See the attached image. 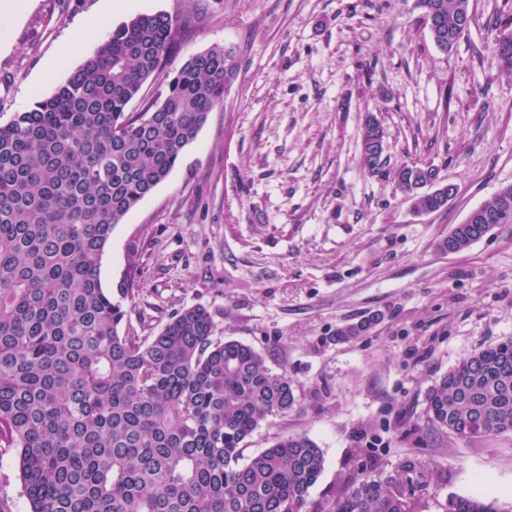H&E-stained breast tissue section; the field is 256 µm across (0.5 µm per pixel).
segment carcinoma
Masks as SVG:
<instances>
[{"label": "carcinoma", "mask_w": 512, "mask_h": 512, "mask_svg": "<svg viewBox=\"0 0 512 512\" xmlns=\"http://www.w3.org/2000/svg\"><path fill=\"white\" fill-rule=\"evenodd\" d=\"M435 45L450 54L475 21L470 0H417ZM194 29L140 13L112 29L48 97L0 124V447L13 448L29 512H418L368 476L341 479L329 508L309 500L320 448L284 435L244 457L247 439L298 402L288 372L217 335L201 305L158 331L133 324V289L102 286L116 225L175 169L239 64L231 47L190 55L160 101L128 111ZM512 74V27L493 38ZM361 161L393 180L418 213L439 211L428 163L398 167L387 131L365 116ZM509 204L502 208V195ZM482 204L483 223L455 224L438 242L464 251L493 224H512V184ZM374 318L336 329L350 342ZM429 420L460 439L512 432V337L461 360L431 389ZM448 512H501L463 497Z\"/></svg>", "instance_id": "cac0c4a2"}]
</instances>
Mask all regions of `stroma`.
<instances>
[{
  "label": "stroma",
  "mask_w": 512,
  "mask_h": 512,
  "mask_svg": "<svg viewBox=\"0 0 512 512\" xmlns=\"http://www.w3.org/2000/svg\"><path fill=\"white\" fill-rule=\"evenodd\" d=\"M106 0H0V124L50 95L120 23L144 12L193 18L168 61L234 48L239 71L170 177L116 226L103 286L134 288L160 329L202 305L218 333L288 371L297 406L268 419L245 455L305 434L325 465L309 498L333 500L357 471L421 512L449 498L512 507V433L462 440L426 417L433 385L461 359L512 336V224L465 251L451 225L512 183V75L492 64L490 24L512 0H470L475 21L441 52L415 0H128L85 33ZM374 113L391 164H434L458 187L414 212L367 175L360 126ZM382 321L336 344L338 326Z\"/></svg>",
  "instance_id": "1"
}]
</instances>
